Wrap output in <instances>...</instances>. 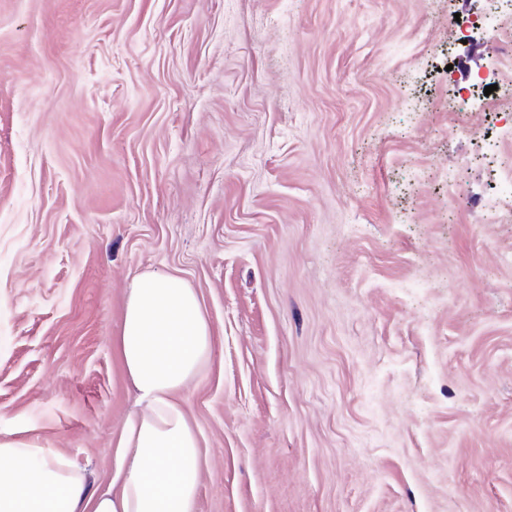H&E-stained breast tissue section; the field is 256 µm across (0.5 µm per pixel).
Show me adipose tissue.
Instances as JSON below:
<instances>
[{
	"label": "adipose tissue",
	"instance_id": "ef3b65f1",
	"mask_svg": "<svg viewBox=\"0 0 512 512\" xmlns=\"http://www.w3.org/2000/svg\"><path fill=\"white\" fill-rule=\"evenodd\" d=\"M137 408L122 422L117 490L90 491L85 471L54 449L0 440V512H195L202 458L175 399L210 351V328L182 279L140 278L116 339Z\"/></svg>",
	"mask_w": 512,
	"mask_h": 512
}]
</instances>
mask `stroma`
<instances>
[{"instance_id": "obj_1", "label": "stroma", "mask_w": 512, "mask_h": 512, "mask_svg": "<svg viewBox=\"0 0 512 512\" xmlns=\"http://www.w3.org/2000/svg\"><path fill=\"white\" fill-rule=\"evenodd\" d=\"M482 0H0V439L109 489L136 279L196 294V512H512V59Z\"/></svg>"}]
</instances>
